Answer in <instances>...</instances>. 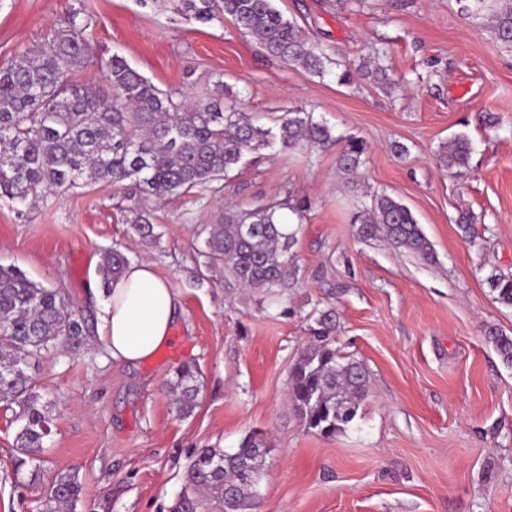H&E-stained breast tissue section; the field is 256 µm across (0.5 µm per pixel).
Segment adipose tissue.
Returning <instances> with one entry per match:
<instances>
[{
  "mask_svg": "<svg viewBox=\"0 0 512 512\" xmlns=\"http://www.w3.org/2000/svg\"><path fill=\"white\" fill-rule=\"evenodd\" d=\"M95 300L98 341L113 360L131 365L169 342L181 309L178 293L149 261L130 263Z\"/></svg>",
  "mask_w": 512,
  "mask_h": 512,
  "instance_id": "adipose-tissue-1",
  "label": "adipose tissue"
}]
</instances>
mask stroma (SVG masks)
<instances>
[{"label": "stroma", "instance_id": "35a3bbf8", "mask_svg": "<svg viewBox=\"0 0 512 512\" xmlns=\"http://www.w3.org/2000/svg\"><path fill=\"white\" fill-rule=\"evenodd\" d=\"M323 47V74L290 67L231 22L200 24L170 0H0V65L38 44L71 9L90 22L91 61L77 79L101 83L97 57L119 55L163 90L199 99L223 80L241 108L273 125L303 108L337 138L325 149L269 150L216 190L154 206L157 243L126 222L109 183L0 207V265H15L71 304L95 313L91 281L101 253L148 260L180 295L171 341L135 367L96 337L48 355L33 383L56 418L42 484L77 472V512H168L197 449L238 448L252 430L271 439L253 512H512V368L487 341L512 336V308L484 282L512 270V46L495 33L507 0H275ZM381 61L389 90L362 65ZM355 73L341 84V66ZM471 142L469 167L438 161L454 135ZM367 145L357 176L337 165L342 139ZM404 146L394 153L393 144ZM399 198L434 246L427 263L350 224L373 195ZM312 208L298 235L302 278L279 299L198 282L203 230L225 204L248 208L285 195ZM470 212L468 243L455 220ZM337 311L335 346L361 361L372 387L360 428L333 438L305 430L289 404L288 371L312 342L313 310ZM197 365L193 415L179 417L168 387ZM16 425L0 405V512H41L39 486L16 476Z\"/></svg>", "mask_w": 512, "mask_h": 512}]
</instances>
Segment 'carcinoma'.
I'll return each mask as SVG.
<instances>
[{"label":"carcinoma","instance_id":"cac0c4a2","mask_svg":"<svg viewBox=\"0 0 512 512\" xmlns=\"http://www.w3.org/2000/svg\"><path fill=\"white\" fill-rule=\"evenodd\" d=\"M176 11L201 24L229 19L255 36L268 54L311 74L323 73L329 60L273 0H177ZM89 27L74 12L51 38L0 67L1 205H25L47 192L65 194L100 182L127 189L142 201L194 195L260 164L262 150L273 145L305 150L337 141L325 122L301 108L267 127L243 111L219 79L208 96L191 101L177 90L156 87L118 55L100 60L103 84L78 81L73 73L85 63ZM496 35L512 45L511 7L497 17ZM366 151L362 139L347 138L340 169L355 173ZM469 157V139L458 134L443 147L440 163L459 173ZM310 208L309 199L294 202L289 195L248 209L224 208L219 222L205 228L207 270H224V279L245 291L284 294L301 278L295 250L299 228L289 215L300 221ZM129 213L134 234L144 241L158 239L151 210L135 204ZM351 224L361 240L383 238L435 261L434 247L411 210L389 195L375 196L370 208L353 213ZM129 264L119 249L104 250L103 287ZM486 283L497 302L512 308V272L495 269ZM314 323L318 343L303 348L290 368L287 396L305 429L334 437L365 419L369 376L363 363L333 346L334 309L318 310ZM90 333L89 320L61 289L35 282L14 266H0V402L18 408L15 471L32 467V483L44 463L40 454L52 418L29 371L49 354L85 347ZM488 342L502 364L512 368V336L491 330ZM198 377L197 368L185 365L169 382L183 418L196 408ZM268 447L264 433L252 431L232 452L200 449L169 512H204L207 499L220 502L224 512H247L259 498ZM44 491L49 512H77L82 484L76 473L58 472Z\"/></svg>","mask_w":512,"mask_h":512}]
</instances>
